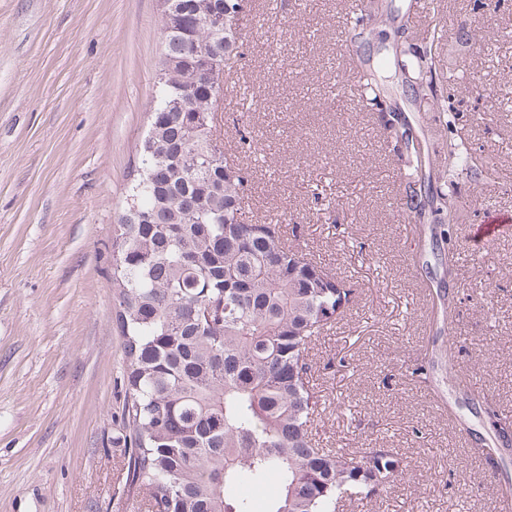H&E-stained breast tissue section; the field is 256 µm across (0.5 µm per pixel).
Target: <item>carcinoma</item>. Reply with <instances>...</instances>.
I'll return each mask as SVG.
<instances>
[{
    "label": "carcinoma",
    "mask_w": 512,
    "mask_h": 512,
    "mask_svg": "<svg viewBox=\"0 0 512 512\" xmlns=\"http://www.w3.org/2000/svg\"><path fill=\"white\" fill-rule=\"evenodd\" d=\"M163 51L141 170L116 218L112 284L118 289L127 399L122 423L131 454L128 488L160 512H252L234 489L275 477L267 512H338L344 499L371 500L404 481L407 458L378 445L345 452L312 438L319 395L306 352L354 302L345 281L285 246L274 224L240 214L246 172L224 161L214 110L224 72L241 56L243 17L235 0H161ZM353 39L388 24L384 0H359ZM440 21L411 53L394 43L392 79L416 102L447 111L436 93ZM209 66L206 79L200 69ZM362 97L388 114L387 140L401 149L407 189L430 164L411 123L392 111L389 81L359 72ZM478 166L448 146L439 178L452 188ZM453 228L435 250L453 272ZM472 410L494 434L487 457L512 453L495 408Z\"/></svg>",
    "instance_id": "obj_1"
}]
</instances>
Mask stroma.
<instances>
[{
	"mask_svg": "<svg viewBox=\"0 0 512 512\" xmlns=\"http://www.w3.org/2000/svg\"><path fill=\"white\" fill-rule=\"evenodd\" d=\"M350 0H249L243 59L224 80L217 127L224 158L248 171L253 223L341 273L356 295L308 353L311 382L335 410L314 430L331 448L384 440L410 483L376 506L342 512H499L512 465L484 459L478 420L456 426L463 393L512 421V233L478 249L474 225L512 213V0H452L438 52L444 112L412 105L432 159L464 142L492 169L461 178L455 274L423 267L435 227L405 205L383 113L337 97L350 48ZM162 52L159 0H0V512H139L130 496L122 335L112 236L140 146ZM465 58L492 101L449 72ZM337 109L306 112L311 99ZM275 142L267 158L242 136ZM449 295L455 328L442 325ZM425 366L429 381L410 373ZM464 461L466 483L448 476Z\"/></svg>",
	"mask_w": 512,
	"mask_h": 512,
	"instance_id": "obj_1",
	"label": "stroma"
}]
</instances>
